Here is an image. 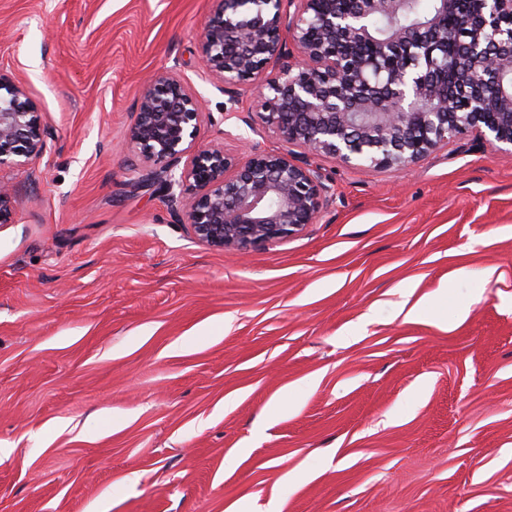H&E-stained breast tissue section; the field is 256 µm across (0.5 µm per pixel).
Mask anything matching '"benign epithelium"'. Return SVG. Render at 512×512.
Wrapping results in <instances>:
<instances>
[{
    "mask_svg": "<svg viewBox=\"0 0 512 512\" xmlns=\"http://www.w3.org/2000/svg\"><path fill=\"white\" fill-rule=\"evenodd\" d=\"M283 2L221 0L202 32V62L231 104L235 86L258 82L262 119L291 150L242 160L219 146L197 149L203 101L181 77L154 76L141 91L127 139L198 243L244 254L314 223L329 188L309 152L399 170L473 132L512 154V84L503 81L512 75V0H436L425 20L381 38L368 20L399 16L410 0H289L294 52ZM0 90L2 166L41 153L46 128L22 85L0 74ZM11 199L1 182L0 228L12 223Z\"/></svg>",
    "mask_w": 512,
    "mask_h": 512,
    "instance_id": "1",
    "label": "benign epithelium"
}]
</instances>
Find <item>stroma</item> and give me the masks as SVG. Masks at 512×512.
Masks as SVG:
<instances>
[{
	"mask_svg": "<svg viewBox=\"0 0 512 512\" xmlns=\"http://www.w3.org/2000/svg\"><path fill=\"white\" fill-rule=\"evenodd\" d=\"M220 7L0 0V74L47 129L0 167V512H512V154L312 153L314 224L243 258L199 244L126 131L174 70L206 102L196 148L286 150L255 84L229 103L201 65Z\"/></svg>",
	"mask_w": 512,
	"mask_h": 512,
	"instance_id": "stroma-1",
	"label": "stroma"
}]
</instances>
